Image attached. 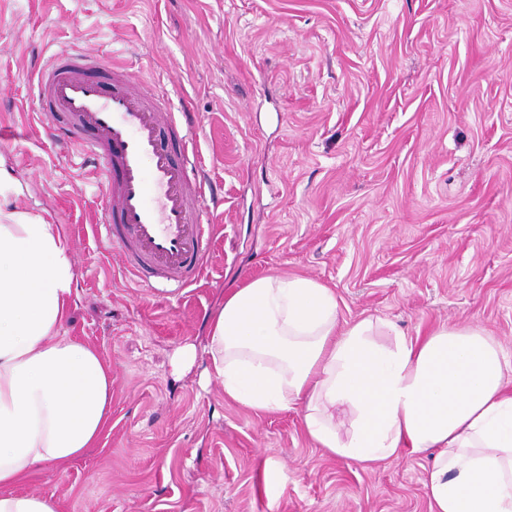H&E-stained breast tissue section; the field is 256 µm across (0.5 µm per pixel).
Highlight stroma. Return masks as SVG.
<instances>
[{
    "label": "stroma",
    "instance_id": "obj_1",
    "mask_svg": "<svg viewBox=\"0 0 512 512\" xmlns=\"http://www.w3.org/2000/svg\"><path fill=\"white\" fill-rule=\"evenodd\" d=\"M74 47L195 113L224 196L197 285L127 274L92 221L96 178L50 143L30 79ZM1 126L10 207L71 242L62 331L112 370L104 446L17 491L62 512H431L432 455L366 467L318 448L301 409L226 398L207 321L226 289L300 276L334 291L340 323L475 325L512 355V0H0Z\"/></svg>",
    "mask_w": 512,
    "mask_h": 512
}]
</instances>
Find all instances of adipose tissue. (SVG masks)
<instances>
[{
    "label": "adipose tissue",
    "instance_id": "adipose-tissue-1",
    "mask_svg": "<svg viewBox=\"0 0 512 512\" xmlns=\"http://www.w3.org/2000/svg\"><path fill=\"white\" fill-rule=\"evenodd\" d=\"M74 281L59 225L0 209V512H61L58 499L14 485L98 447L111 419L110 368L60 332ZM208 333V374L225 396L257 411L301 407L333 456L432 454V512H512V364L479 327L415 339L378 318L343 327L330 288L264 277L226 291Z\"/></svg>",
    "mask_w": 512,
    "mask_h": 512
}]
</instances>
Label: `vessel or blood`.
I'll return each mask as SVG.
<instances>
[{
	"mask_svg": "<svg viewBox=\"0 0 512 512\" xmlns=\"http://www.w3.org/2000/svg\"><path fill=\"white\" fill-rule=\"evenodd\" d=\"M36 88L46 129L94 166L107 198L98 222L126 270L196 284L221 198L201 170L194 113L145 91L126 61L88 50L54 54Z\"/></svg>",
	"mask_w": 512,
	"mask_h": 512,
	"instance_id": "1",
	"label": "vessel or blood"
}]
</instances>
